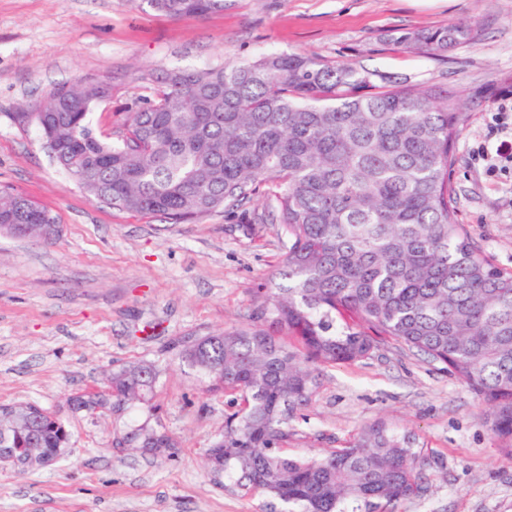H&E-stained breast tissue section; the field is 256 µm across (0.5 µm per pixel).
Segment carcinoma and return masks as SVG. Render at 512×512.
Returning a JSON list of instances; mask_svg holds the SVG:
<instances>
[{"label": "carcinoma", "instance_id": "obj_1", "mask_svg": "<svg viewBox=\"0 0 512 512\" xmlns=\"http://www.w3.org/2000/svg\"><path fill=\"white\" fill-rule=\"evenodd\" d=\"M170 16L224 10V0H145ZM475 37L467 24L391 36L405 52L443 56ZM152 101L126 113L129 140L90 116L110 82L77 80L24 113L60 145L57 166L112 209L173 223L251 199L269 183L288 252L254 297L250 322L207 336H177L165 350L210 392L245 407L207 449L210 481L253 491L268 512H395L426 491L416 435L367 425L325 457L289 458L279 444L319 375L369 357L390 338L426 355L491 410L512 455V270L474 245L456 220L449 173L468 115L432 87L377 90L370 74L300 53L270 52L222 69L141 75ZM15 224L56 217L0 187V216ZM160 371L112 369L107 392L70 398L76 411L121 413L149 404ZM116 446L164 455V431L138 425ZM0 448L19 468L66 456L70 433L27 402L0 406Z\"/></svg>", "mask_w": 512, "mask_h": 512}]
</instances>
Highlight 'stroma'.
Segmentation results:
<instances>
[{"instance_id": "stroma-1", "label": "stroma", "mask_w": 512, "mask_h": 512, "mask_svg": "<svg viewBox=\"0 0 512 512\" xmlns=\"http://www.w3.org/2000/svg\"><path fill=\"white\" fill-rule=\"evenodd\" d=\"M459 22L477 37L442 57L391 42ZM266 52L351 64L466 99L450 172L456 218L512 269V163L475 154L495 137L498 99L512 95V0H227L224 11L178 18L140 0H0V186L52 211L59 227L49 240L0 232V405L37 403L71 435L64 460L0 468V512H265L263 497L224 492L207 475L205 451L239 403L206 392L164 350L170 338L248 322L254 293L288 250L265 198L182 224L113 210L57 168L18 114L53 88L105 79L112 98L92 121L113 126L145 96L143 72L220 69ZM139 360L161 370L152 407L71 409V395L105 390L112 368ZM380 421L423 446L427 490L398 512H512V456L495 441L487 405L392 341L325 369L281 448L323 457ZM145 422L173 438L172 454L113 448Z\"/></svg>"}]
</instances>
